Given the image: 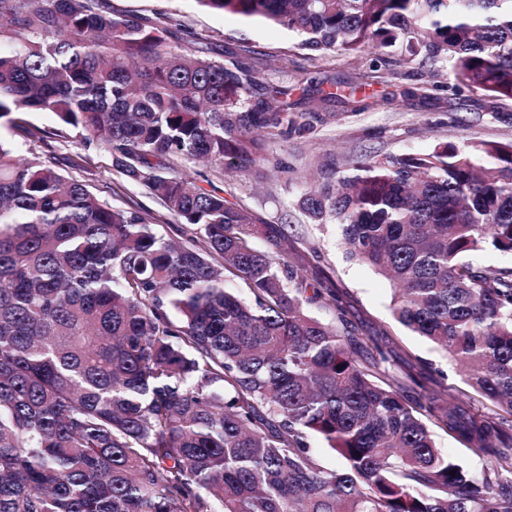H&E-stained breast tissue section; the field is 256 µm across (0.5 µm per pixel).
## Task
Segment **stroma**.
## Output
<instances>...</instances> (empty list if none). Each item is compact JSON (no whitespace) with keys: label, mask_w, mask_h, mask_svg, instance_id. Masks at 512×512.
Instances as JSON below:
<instances>
[{"label":"stroma","mask_w":512,"mask_h":512,"mask_svg":"<svg viewBox=\"0 0 512 512\" xmlns=\"http://www.w3.org/2000/svg\"><path fill=\"white\" fill-rule=\"evenodd\" d=\"M108 4L113 12L146 17L161 26L178 19L187 31L213 39L217 60L245 63L258 80H265L272 67L281 68L290 109L304 114L306 128L264 133L269 158L264 178H256L250 168L226 173L209 166L205 169L209 180L223 189L228 201L254 210L298 238V255L309 278H328L343 288L355 343L368 344L377 332H387L397 343L389 368L398 367L401 355H412L416 370L442 381L452 400L494 412L492 402L472 395L455 365L394 321L391 285L370 267L347 259L337 226L310 223L296 202L308 189L309 175L332 176L347 161L366 154H427L444 143L462 149L481 141L510 143L512 99L495 100L456 86L449 75L430 79L428 65L417 60L374 68L361 53L323 57L300 49L298 38L286 30L216 13L194 0H108ZM342 81L356 86L363 111H353L350 103L334 97L335 85ZM391 92L399 94V102L383 103V96ZM32 149L101 191L112 206L133 203L160 215L158 229L166 237L180 241L191 234V227L177 229L174 219L139 185L119 180L110 155L83 143L78 133L64 142L53 138L46 144L33 143Z\"/></svg>","instance_id":"obj_1"}]
</instances>
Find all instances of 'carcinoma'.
<instances>
[{
	"instance_id": "obj_1",
	"label": "carcinoma",
	"mask_w": 512,
	"mask_h": 512,
	"mask_svg": "<svg viewBox=\"0 0 512 512\" xmlns=\"http://www.w3.org/2000/svg\"><path fill=\"white\" fill-rule=\"evenodd\" d=\"M195 2L512 99V0ZM211 45L106 0H0V121L40 141L77 131L194 226L166 238L153 213L0 142V512H512V268L466 260L512 254V144L367 155L297 201L498 412L441 384L411 399L381 369L388 343L352 346L338 289L306 281L295 242L187 173L259 171L258 131L298 124L287 87L253 93L252 70ZM321 301L336 322L310 313ZM432 424L489 456L483 474ZM311 436L344 466L317 463ZM469 260L478 267L511 268L512 255L486 250L470 256ZM433 430L435 440L440 448L455 455L469 468L477 471L478 473L482 472L483 462L479 457L469 452L458 442L457 439L448 435L445 431L435 426H433Z\"/></svg>"
}]
</instances>
